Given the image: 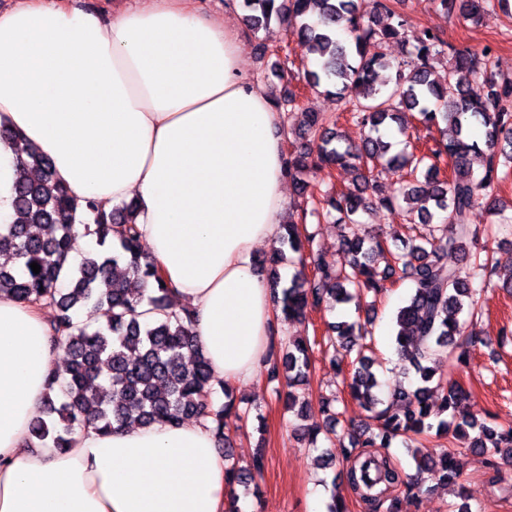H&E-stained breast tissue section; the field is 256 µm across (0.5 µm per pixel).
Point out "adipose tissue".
I'll list each match as a JSON object with an SVG mask.
<instances>
[{
	"label": "adipose tissue",
	"instance_id": "1",
	"mask_svg": "<svg viewBox=\"0 0 512 512\" xmlns=\"http://www.w3.org/2000/svg\"><path fill=\"white\" fill-rule=\"evenodd\" d=\"M0 123L81 200H135L149 257L215 379L247 381L274 330L254 254L276 246L288 173L280 115L241 77L236 26L197 0H142L110 19L68 0L0 11ZM44 309L0 294V512H227L208 422L94 426L27 444L61 355Z\"/></svg>",
	"mask_w": 512,
	"mask_h": 512
}]
</instances>
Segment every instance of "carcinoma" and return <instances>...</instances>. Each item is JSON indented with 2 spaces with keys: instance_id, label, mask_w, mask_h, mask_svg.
<instances>
[{
  "instance_id": "cac0c4a2",
  "label": "carcinoma",
  "mask_w": 512,
  "mask_h": 512,
  "mask_svg": "<svg viewBox=\"0 0 512 512\" xmlns=\"http://www.w3.org/2000/svg\"><path fill=\"white\" fill-rule=\"evenodd\" d=\"M248 10L245 21L254 30L276 20L292 25V32L308 53L317 56V68L307 70L303 80L310 88L326 84L351 119L369 128L372 135L361 149L341 145L333 131L336 123L320 112L305 113V127L313 147L288 151V176L304 174L308 166L350 167L358 172L361 187L318 195L310 182L299 180L304 202L300 222L279 225L281 244L297 255L298 270L289 285L280 286L276 249L259 261L266 270L268 286L284 319L304 315L311 309H334L354 305L371 311L386 285L408 279L412 294L395 316L396 352L403 372H415L416 384L398 383L381 396V382L373 371L374 343L366 324L354 320L328 325L326 334L295 338L284 347L280 361L268 369L272 380L284 377L288 391L284 403L300 424L294 435L317 442L319 434L336 435L338 413L325 411V418L310 422L309 402L300 399L296 387L312 368L316 348L338 344L356 351L352 370L343 377L350 395L367 412L366 422L353 427L345 459L350 461L345 477L354 493L372 512H402L396 490L419 499L432 491L422 474L433 472L443 485L457 487L465 495L453 453L435 456L422 451L424 440L452 435L468 441V447L486 457L489 465L512 464V427L500 430L470 413L471 393L457 381L437 376L434 359L445 356L457 371L469 367L473 336L464 335V322L481 313L479 299L494 287L487 260L479 248L480 227L471 222L474 210L493 196L502 169L512 170V77L495 71L492 50L481 54L446 49L435 31L422 27L412 34L409 59L393 65L382 53H369L372 45L399 43L408 21L393 9V0H241ZM450 12L460 6L462 16L480 22L492 0H436ZM451 54L447 76L432 78L434 63ZM395 74H389L390 70ZM482 82L483 94L470 93L471 82ZM303 93L288 89L275 103L279 112L302 109ZM417 113L426 127L445 123L453 135L426 146L425 151L391 152L382 129L396 126L409 136L401 115ZM0 139L17 145L21 175L13 189L14 220L0 233V253L12 264H0V292L35 307L48 300L58 309L52 329L64 339L67 363L55 369L49 390L59 388L62 401L46 396L44 410L57 418L36 419L31 435L52 441L58 450L68 447L75 429L93 425L102 431L112 426H149L167 421L179 424L198 416L211 419L217 441L224 443L225 479L231 486H247L262 473L266 460L258 451L248 468L233 462V445L224 431L226 418L242 419L230 401L213 404L216 380L209 361L199 349L187 309L171 306L170 289L149 260L133 222L134 206L121 204L106 213L90 201L81 206L57 177L51 160L23 136L0 126ZM481 156L483 172L475 174L471 155ZM448 161L450 175L440 178L439 164ZM406 172L398 187L385 194L374 169ZM405 204L406 221L428 227V233L411 235L403 247L391 250L387 241L367 230L359 215L370 208L391 211ZM93 215L98 249L66 266L73 251L75 222L83 211ZM336 224V265L319 261L314 249L316 234L309 231L307 217ZM391 256L384 268L375 257ZM455 255L460 264L449 265L443 256ZM123 261L125 274L112 276L111 267ZM40 265L33 273L30 264ZM148 301L156 318L140 321L137 307ZM104 318L95 326L76 321L81 310ZM402 438L411 451L417 472L406 474L393 462L389 447Z\"/></svg>"
}]
</instances>
